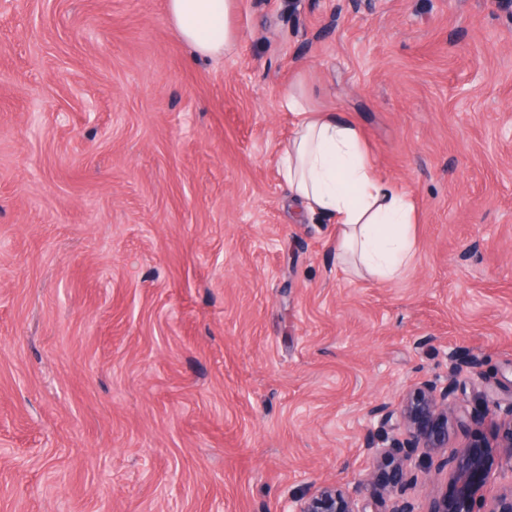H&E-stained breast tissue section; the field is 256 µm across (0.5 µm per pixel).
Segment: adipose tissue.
I'll return each mask as SVG.
<instances>
[{
    "label": "adipose tissue",
    "instance_id": "obj_1",
    "mask_svg": "<svg viewBox=\"0 0 512 512\" xmlns=\"http://www.w3.org/2000/svg\"><path fill=\"white\" fill-rule=\"evenodd\" d=\"M233 7L234 0H166L180 40L200 58L234 49ZM284 103L295 121L278 167L292 198L334 220L339 262L379 279L399 278L416 248L412 198L380 176L353 119L313 109L299 86Z\"/></svg>",
    "mask_w": 512,
    "mask_h": 512
}]
</instances>
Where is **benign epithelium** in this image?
<instances>
[{
  "mask_svg": "<svg viewBox=\"0 0 512 512\" xmlns=\"http://www.w3.org/2000/svg\"><path fill=\"white\" fill-rule=\"evenodd\" d=\"M448 360L452 370L445 384L427 383L397 408L380 405L367 412L376 425L369 431L366 450L374 461L392 464L385 489L387 509H376L368 479L363 478L350 489L319 487L306 498L290 501L288 512H418L408 496V490L418 481L413 453L418 448L448 447L452 426L462 427L472 419L466 386L475 388L483 382L477 370L478 359L470 360L466 373L458 366L456 353L448 354ZM478 398L485 405L496 447L506 449L500 464L512 472V399L503 404L486 389L478 391ZM396 428L402 430V437L390 435ZM492 467L485 456L463 453L448 476L452 494L433 499L423 512H512V486L491 498L480 494L493 478Z\"/></svg>",
  "mask_w": 512,
  "mask_h": 512,
  "instance_id": "7a95c632",
  "label": "benign epithelium"
}]
</instances>
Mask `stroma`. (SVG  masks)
Masks as SVG:
<instances>
[{
	"label": "stroma",
	"instance_id": "1",
	"mask_svg": "<svg viewBox=\"0 0 512 512\" xmlns=\"http://www.w3.org/2000/svg\"><path fill=\"white\" fill-rule=\"evenodd\" d=\"M193 62L166 0L0 6V512H285L381 474L367 410L478 355L512 398V18L495 0H235ZM352 116L414 200L397 281L288 196L281 99ZM474 419L416 450L418 506Z\"/></svg>",
	"mask_w": 512,
	"mask_h": 512
}]
</instances>
